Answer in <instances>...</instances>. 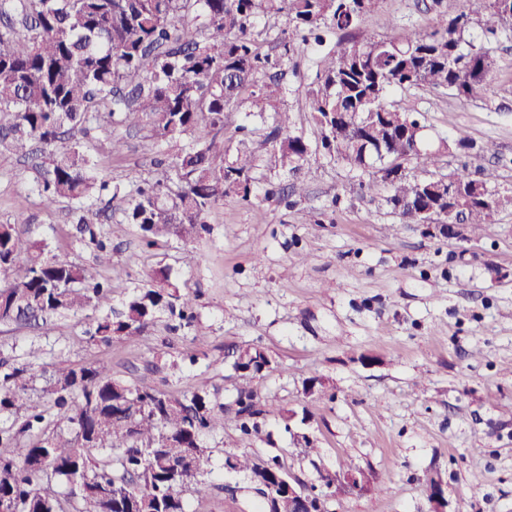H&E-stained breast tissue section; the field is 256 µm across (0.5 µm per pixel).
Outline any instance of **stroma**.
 Segmentation results:
<instances>
[{"label": "stroma", "instance_id": "stroma-1", "mask_svg": "<svg viewBox=\"0 0 512 512\" xmlns=\"http://www.w3.org/2000/svg\"><path fill=\"white\" fill-rule=\"evenodd\" d=\"M462 3L380 0L365 28L389 37L429 28ZM343 42L328 30L323 46L297 45L274 108L256 112L248 89L225 112L229 147L242 139L239 127L250 131L256 198L216 203L207 232L190 246L172 237L146 245L125 219L132 176L162 178L156 162L177 146L152 140L145 120L104 112L80 138L96 173L119 189L89 198L101 214L92 239L77 234L70 201L43 206L32 161L0 153V223L17 224L47 255L87 267L96 266L95 243L103 241L113 262L97 268L113 308L145 288L198 296L193 326L175 332L162 312L145 335L95 342L87 331L98 313L88 309L42 329L0 325V351L45 368L105 361L114 379L176 396L204 389L228 408L251 386L264 411L262 433L244 437L229 421L204 435L211 492L190 499L191 512H257L264 502L257 485L224 466L242 453L257 462L279 456L289 477L308 488L332 476L327 512H512V206L482 235L466 224L444 235L402 222L386 189L361 190L363 174L324 154L304 95L323 50ZM490 49L499 66L475 100L429 87L389 99L421 114L431 143L459 130L476 144L494 143L495 155L465 161L496 171L497 189L512 196V37ZM278 110L291 113L294 134L308 142L313 171L303 196L286 201L265 196L294 181L270 161ZM113 135L124 140L122 152H112ZM245 344L271 358L269 370L250 381L225 357ZM314 380L324 382V393H309ZM308 439L317 448L311 455ZM349 469L364 472L374 491L345 488ZM434 484L443 490L437 502L429 498Z\"/></svg>", "mask_w": 512, "mask_h": 512}]
</instances>
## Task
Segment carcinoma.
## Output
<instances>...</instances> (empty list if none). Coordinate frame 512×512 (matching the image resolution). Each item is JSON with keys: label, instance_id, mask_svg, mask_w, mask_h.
<instances>
[{"label": "carcinoma", "instance_id": "1", "mask_svg": "<svg viewBox=\"0 0 512 512\" xmlns=\"http://www.w3.org/2000/svg\"><path fill=\"white\" fill-rule=\"evenodd\" d=\"M379 0H0V152L25 154L42 144L50 166L37 185L45 207L61 199L79 204L77 230L96 213L84 201L108 189L93 175L95 163L77 141L65 143L61 128L84 131L102 108L137 112L151 137L192 143L167 161L177 190L157 181L136 189L126 221L152 243L173 234L194 243L207 211L226 197L250 201L253 156L238 150L224 161V111L239 103L259 74V94L283 93V57L261 51L253 28L284 14L301 40L320 43L321 25L355 40L325 54L306 87L309 112L326 154L369 174L364 189L383 184L387 202L405 223L433 215L464 214L474 234L494 210L512 203L491 185L493 174L462 166L447 177L408 173L416 158L437 164L439 151L423 146L418 117L386 102L394 89L443 88L461 100L484 90L498 62L485 43L512 32V0H464V9L434 30L414 28L396 38L363 33ZM199 12L198 28L187 18ZM271 158L290 172L304 170L309 144L291 134L289 113L275 116ZM440 147L473 148L461 130ZM112 289L93 268L48 256L15 224H0V323L44 325L64 313L94 309L92 339L140 336L159 310L177 312L190 324L196 296L146 289L112 310ZM271 363L258 345L239 348L235 369L256 377ZM32 368L0 354V416L21 415L19 427H0V512H189L190 491L207 497L202 466L209 449L204 432L224 430V407L198 390L177 397L112 378L105 362L53 365L47 393L52 417L29 405ZM232 420L245 436L260 432L257 394L239 390ZM230 471H250L271 507L290 512L293 502L280 479L277 457L262 464L246 454L225 459ZM63 482L67 492L57 490Z\"/></svg>", "mask_w": 512, "mask_h": 512}]
</instances>
